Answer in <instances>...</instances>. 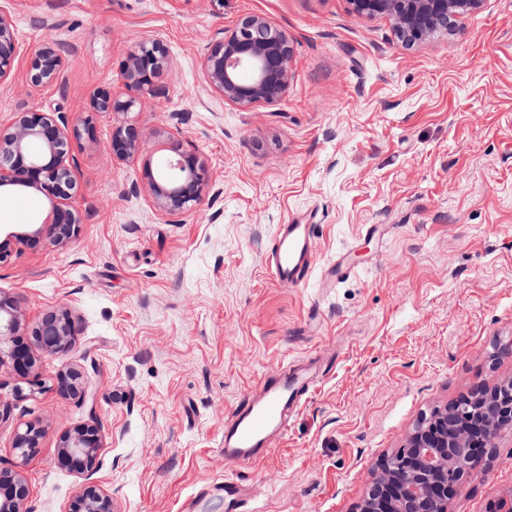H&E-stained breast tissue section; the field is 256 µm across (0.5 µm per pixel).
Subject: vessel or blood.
I'll use <instances>...</instances> for the list:
<instances>
[{"mask_svg": "<svg viewBox=\"0 0 512 512\" xmlns=\"http://www.w3.org/2000/svg\"><path fill=\"white\" fill-rule=\"evenodd\" d=\"M314 229V224L299 216L279 225L271 248V273L278 282L300 286L309 281ZM314 378L312 366L293 365L267 377L258 391L245 397L224 425L225 461L243 466L258 459L269 441L285 432L289 414L306 399ZM240 493V479L228 475L203 485L198 496L236 498Z\"/></svg>", "mask_w": 512, "mask_h": 512, "instance_id": "b4317fda", "label": "vessel or blood"}]
</instances>
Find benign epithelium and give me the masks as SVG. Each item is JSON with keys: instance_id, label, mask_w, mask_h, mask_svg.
<instances>
[{"instance_id": "1", "label": "benign epithelium", "mask_w": 512, "mask_h": 512, "mask_svg": "<svg viewBox=\"0 0 512 512\" xmlns=\"http://www.w3.org/2000/svg\"><path fill=\"white\" fill-rule=\"evenodd\" d=\"M481 0H351L355 12L368 18H386L407 45L429 42L448 20L463 16ZM74 52L65 43L47 41L27 48V76L35 87L58 83L61 71ZM19 56L12 16L0 9V85L11 81ZM293 57L288 32L266 17L243 18L224 37L207 45L201 58L206 86L224 100L241 106L272 104L288 92ZM168 63V53L158 41H141L129 51L116 78L95 91L84 116L71 118L57 109L34 106L20 113L11 137L0 142V188H33L51 200L44 222L45 238L65 246L78 239L81 219L69 205L74 187V143L97 136L95 117L127 115L141 98L158 96L156 77ZM107 147L118 158L138 159L143 145L139 131L129 121L112 126ZM179 176L172 180L156 175L150 162L142 168L153 203L164 217L192 208L208 193L206 172L197 155L179 151L168 160ZM19 318L11 302L0 298V365L9 362L22 376L35 365L32 349L19 344ZM31 343L42 353L57 355L73 336L68 308L52 310L28 331ZM60 387L84 399L89 394L82 375L68 368L59 375ZM512 429V379L483 385L421 419L404 449L386 457L380 471L358 503L356 512H448V500L457 482L448 479L453 465L465 477L485 472L487 450L498 434ZM42 431L27 426L15 434L13 448L23 459L39 447ZM102 437L99 428L87 425L63 436L60 465L80 476L91 477L98 464ZM28 486L17 472L0 473V512H19ZM71 512H112V497L87 482L71 505Z\"/></svg>"}]
</instances>
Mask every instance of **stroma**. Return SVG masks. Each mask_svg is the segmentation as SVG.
<instances>
[{"label":"stroma","mask_w":512,"mask_h":512,"mask_svg":"<svg viewBox=\"0 0 512 512\" xmlns=\"http://www.w3.org/2000/svg\"><path fill=\"white\" fill-rule=\"evenodd\" d=\"M19 43L73 45L60 87H0V131L33 105L84 114L132 45L160 41L171 65L160 96L132 113L143 159L196 152L211 190L162 217L141 161L112 155L116 116L75 146L72 244L15 245L0 295L22 328L59 306L76 336L37 354L39 389L15 397L0 366V471L29 494L23 512H69L86 480L57 463L63 435L93 423L103 447L91 480L114 512H186L200 485L242 479L244 512H354L381 461L419 420L471 388L512 378V0L480 4L423 45L350 0H0ZM249 15L292 39V80L274 104L239 106L205 88L203 48ZM50 203L0 192V240L30 234ZM311 213L313 275L277 282L278 225ZM379 225L368 234L370 225ZM349 276L324 287L336 257ZM321 373L286 432L236 467L224 422L261 378L293 361ZM80 370L95 393L63 392ZM43 432L18 458L16 431ZM512 497V431L462 479L448 512H496Z\"/></svg>","instance_id":"35a3bbf8"}]
</instances>
